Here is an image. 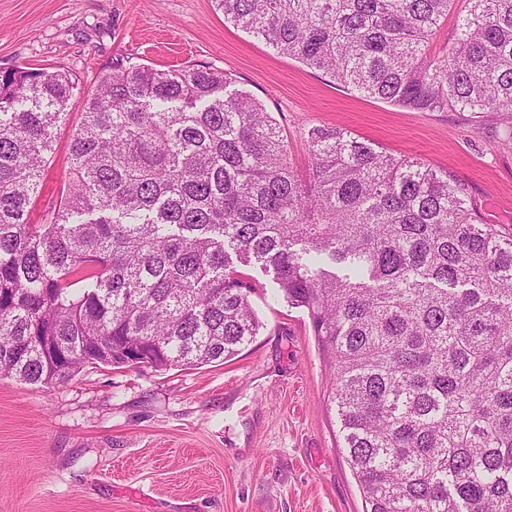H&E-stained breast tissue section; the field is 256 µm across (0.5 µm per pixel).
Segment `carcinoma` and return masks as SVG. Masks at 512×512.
<instances>
[{
    "instance_id": "1",
    "label": "carcinoma",
    "mask_w": 512,
    "mask_h": 512,
    "mask_svg": "<svg viewBox=\"0 0 512 512\" xmlns=\"http://www.w3.org/2000/svg\"><path fill=\"white\" fill-rule=\"evenodd\" d=\"M224 21L411 112L496 113L512 140V0H213ZM211 65L118 57L0 71V377L222 362L258 335L252 262L306 310L364 512H512V232L462 185L339 128L280 127ZM66 183L30 223L56 130Z\"/></svg>"
}]
</instances>
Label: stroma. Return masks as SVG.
I'll return each instance as SVG.
<instances>
[{
  "mask_svg": "<svg viewBox=\"0 0 512 512\" xmlns=\"http://www.w3.org/2000/svg\"><path fill=\"white\" fill-rule=\"evenodd\" d=\"M209 64L265 105L294 167L305 133L335 126L420 159L467 189L481 223L512 228V147L498 116L410 112L357 96L253 35L211 0H0V69L65 68L76 98L118 56ZM72 111L31 221L61 194ZM263 327L227 361L189 369H86L66 383L0 379V512H363L307 313L247 269Z\"/></svg>",
  "mask_w": 512,
  "mask_h": 512,
  "instance_id": "stroma-1",
  "label": "stroma"
}]
</instances>
